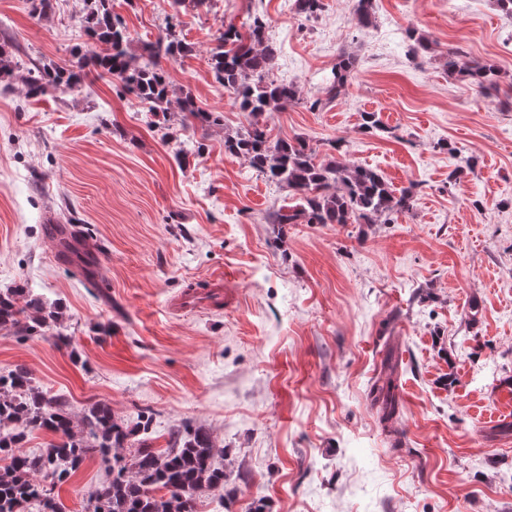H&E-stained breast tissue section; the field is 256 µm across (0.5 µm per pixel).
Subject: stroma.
Listing matches in <instances>:
<instances>
[{
	"label": "stroma",
	"instance_id": "stroma-1",
	"mask_svg": "<svg viewBox=\"0 0 512 512\" xmlns=\"http://www.w3.org/2000/svg\"><path fill=\"white\" fill-rule=\"evenodd\" d=\"M323 4L307 19L294 0H188L178 14L169 0H112L132 52L171 21L193 44L164 67L174 91L219 113L211 125L183 126L175 103L159 119L110 77L60 100L0 78V289L59 304L73 344L1 331L0 372L23 366L77 414L108 404L156 450L178 426L207 429L216 464L244 477L200 492L196 512L259 499L266 512H512V16L496 0H374L363 28L356 0ZM85 14L86 0H57L41 20L27 0H0V39L21 62L63 60L87 43ZM256 14L279 50L271 79L298 90L261 117L271 137L321 155L340 143L346 162L414 187L412 212L273 223L298 199L225 157L249 117L208 64L224 28ZM409 29L430 44L415 59ZM453 48L495 65L497 86L450 74ZM343 51L357 68L330 100ZM367 112L383 131L363 129ZM197 141L204 152L184 154ZM49 216L94 243L88 264L57 260ZM110 470L93 456L56 486L64 512H84Z\"/></svg>",
	"mask_w": 512,
	"mask_h": 512
}]
</instances>
